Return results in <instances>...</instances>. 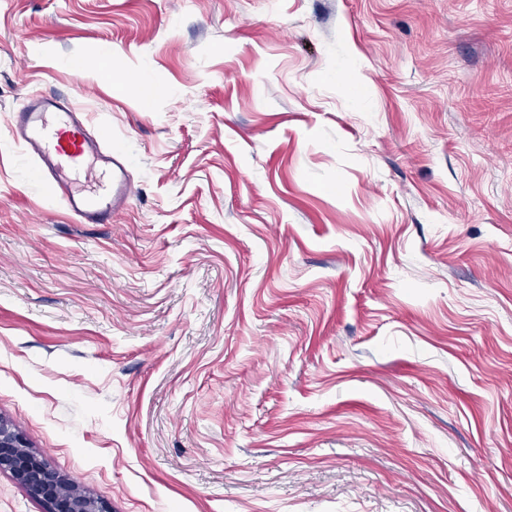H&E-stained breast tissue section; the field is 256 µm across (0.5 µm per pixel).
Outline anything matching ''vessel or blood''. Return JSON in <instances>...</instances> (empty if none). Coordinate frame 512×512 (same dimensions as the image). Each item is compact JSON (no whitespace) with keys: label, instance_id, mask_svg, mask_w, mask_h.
Segmentation results:
<instances>
[{"label":"vessel or blood","instance_id":"1","mask_svg":"<svg viewBox=\"0 0 512 512\" xmlns=\"http://www.w3.org/2000/svg\"><path fill=\"white\" fill-rule=\"evenodd\" d=\"M12 138L34 159L37 176L82 224H108L131 196L127 157L90 129L71 100L54 94L32 98L16 112ZM94 174V187L79 191L74 177Z\"/></svg>","mask_w":512,"mask_h":512}]
</instances>
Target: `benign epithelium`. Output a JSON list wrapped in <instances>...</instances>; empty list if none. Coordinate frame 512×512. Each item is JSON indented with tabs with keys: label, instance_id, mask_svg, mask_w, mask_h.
Instances as JSON below:
<instances>
[{
	"label": "benign epithelium",
	"instance_id": "1",
	"mask_svg": "<svg viewBox=\"0 0 512 512\" xmlns=\"http://www.w3.org/2000/svg\"><path fill=\"white\" fill-rule=\"evenodd\" d=\"M0 470L11 472L29 492L37 497H48L69 489L67 480L47 468L29 449L24 437L12 425L0 418ZM64 512H107L102 503L79 492L66 496Z\"/></svg>",
	"mask_w": 512,
	"mask_h": 512
}]
</instances>
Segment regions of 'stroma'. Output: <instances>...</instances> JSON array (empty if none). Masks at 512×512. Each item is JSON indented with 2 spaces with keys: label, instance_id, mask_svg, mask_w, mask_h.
<instances>
[{
  "label": "stroma",
  "instance_id": "1",
  "mask_svg": "<svg viewBox=\"0 0 512 512\" xmlns=\"http://www.w3.org/2000/svg\"><path fill=\"white\" fill-rule=\"evenodd\" d=\"M0 417L108 512H512V0H0ZM12 138L34 159L40 181L82 224H109L131 196L132 180L127 157L108 147L99 130H91L86 118L68 97L55 94L30 98L14 113ZM97 170L90 191L73 188L70 176L87 178ZM90 171V172H89Z\"/></svg>",
  "mask_w": 512,
  "mask_h": 512
}]
</instances>
